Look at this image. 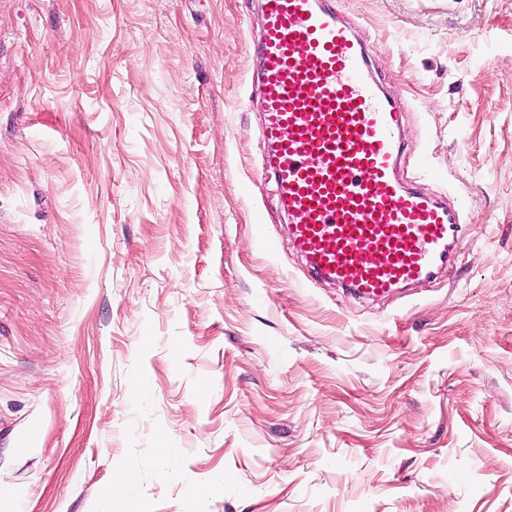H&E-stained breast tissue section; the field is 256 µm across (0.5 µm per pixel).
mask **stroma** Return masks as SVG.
<instances>
[{
	"mask_svg": "<svg viewBox=\"0 0 512 512\" xmlns=\"http://www.w3.org/2000/svg\"><path fill=\"white\" fill-rule=\"evenodd\" d=\"M337 8L401 176L468 199L375 302L257 178L259 0H0V512H114L116 469L153 512H512V0Z\"/></svg>",
	"mask_w": 512,
	"mask_h": 512,
	"instance_id": "35a3bbf8",
	"label": "stroma"
}]
</instances>
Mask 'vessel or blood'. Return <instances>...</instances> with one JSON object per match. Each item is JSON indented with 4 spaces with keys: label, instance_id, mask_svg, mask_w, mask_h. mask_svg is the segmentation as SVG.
<instances>
[{
    "label": "vessel or blood",
    "instance_id": "vessel-or-blood-1",
    "mask_svg": "<svg viewBox=\"0 0 512 512\" xmlns=\"http://www.w3.org/2000/svg\"><path fill=\"white\" fill-rule=\"evenodd\" d=\"M263 178L314 281L389 295L450 263L463 205L402 181L404 114L375 81L335 0H262Z\"/></svg>",
    "mask_w": 512,
    "mask_h": 512
}]
</instances>
